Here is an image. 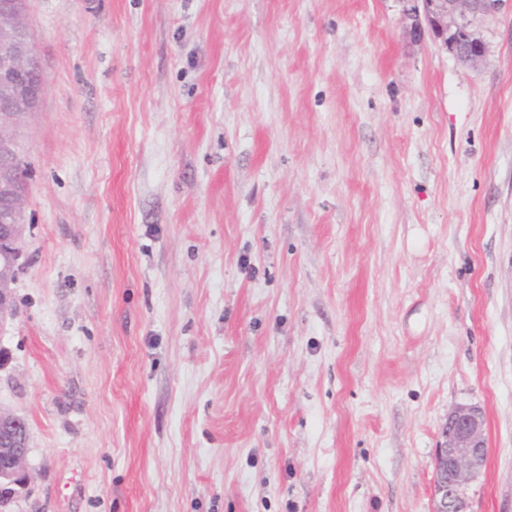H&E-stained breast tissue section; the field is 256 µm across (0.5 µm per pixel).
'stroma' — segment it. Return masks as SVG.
I'll use <instances>...</instances> for the list:
<instances>
[{"label":"stroma","instance_id":"stroma-1","mask_svg":"<svg viewBox=\"0 0 512 512\" xmlns=\"http://www.w3.org/2000/svg\"><path fill=\"white\" fill-rule=\"evenodd\" d=\"M13 512H512V9L485 62L400 0H30ZM485 419L476 405L448 412L435 457L432 512H469L468 490L485 465Z\"/></svg>","mask_w":512,"mask_h":512}]
</instances>
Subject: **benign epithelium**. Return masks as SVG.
Masks as SVG:
<instances>
[{
    "label": "benign epithelium",
    "instance_id": "obj_1",
    "mask_svg": "<svg viewBox=\"0 0 512 512\" xmlns=\"http://www.w3.org/2000/svg\"><path fill=\"white\" fill-rule=\"evenodd\" d=\"M29 0H0V327L15 315L14 291L22 270L24 180L18 166V130L38 110L43 73L28 21ZM414 39L425 31L450 53L476 67L486 55L478 24L501 13L509 0H400ZM29 429L26 420L0 411V512L29 493ZM485 419L480 407L448 412L435 457L432 512H469L468 490L485 465Z\"/></svg>",
    "mask_w": 512,
    "mask_h": 512
}]
</instances>
